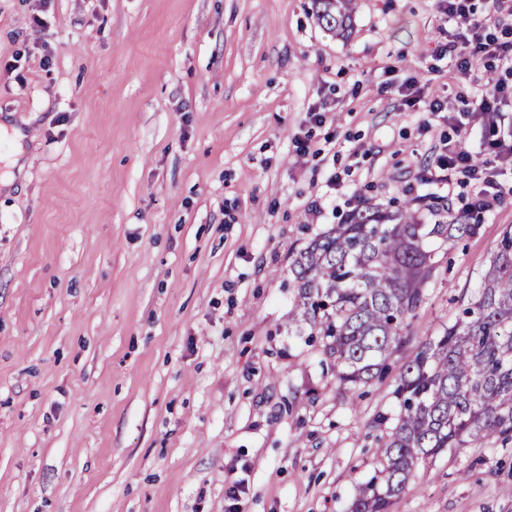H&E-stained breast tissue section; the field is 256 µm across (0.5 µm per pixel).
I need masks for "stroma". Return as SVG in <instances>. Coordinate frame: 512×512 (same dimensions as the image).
<instances>
[{"mask_svg": "<svg viewBox=\"0 0 512 512\" xmlns=\"http://www.w3.org/2000/svg\"><path fill=\"white\" fill-rule=\"evenodd\" d=\"M439 2L358 0L339 36L312 0H0V512H348L398 371L340 386L288 333L291 267L357 206L470 199L429 180L433 99L490 157ZM510 225L512 195L437 253L416 338ZM390 512H512V443L427 458Z\"/></svg>", "mask_w": 512, "mask_h": 512, "instance_id": "stroma-1", "label": "stroma"}]
</instances>
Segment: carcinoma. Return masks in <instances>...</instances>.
<instances>
[{
	"instance_id": "carcinoma-1",
	"label": "carcinoma",
	"mask_w": 512,
	"mask_h": 512,
	"mask_svg": "<svg viewBox=\"0 0 512 512\" xmlns=\"http://www.w3.org/2000/svg\"><path fill=\"white\" fill-rule=\"evenodd\" d=\"M324 26L344 33L355 0H314ZM413 200L357 207L316 236L293 261L295 310L288 333L318 341L339 382L367 385L402 354L392 395L396 422L379 448L383 467L359 488L350 512H387L418 462L444 451L494 448L512 439V228L456 320L437 336L412 341L435 245L478 233L477 213Z\"/></svg>"
}]
</instances>
